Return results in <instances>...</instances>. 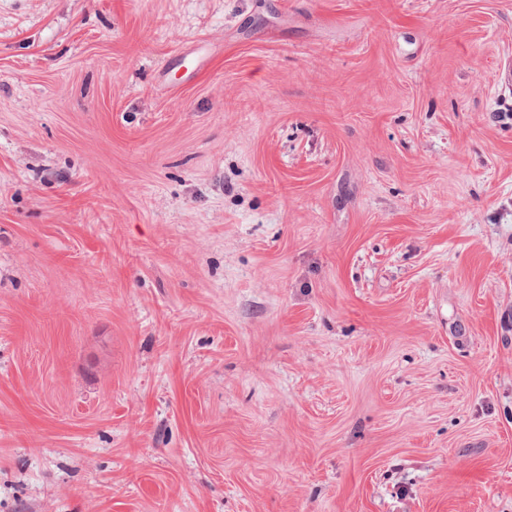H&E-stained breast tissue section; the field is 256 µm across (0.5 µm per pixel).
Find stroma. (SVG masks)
Wrapping results in <instances>:
<instances>
[{
    "label": "stroma",
    "instance_id": "obj_1",
    "mask_svg": "<svg viewBox=\"0 0 512 512\" xmlns=\"http://www.w3.org/2000/svg\"><path fill=\"white\" fill-rule=\"evenodd\" d=\"M0 512H512V0H0Z\"/></svg>",
    "mask_w": 512,
    "mask_h": 512
}]
</instances>
